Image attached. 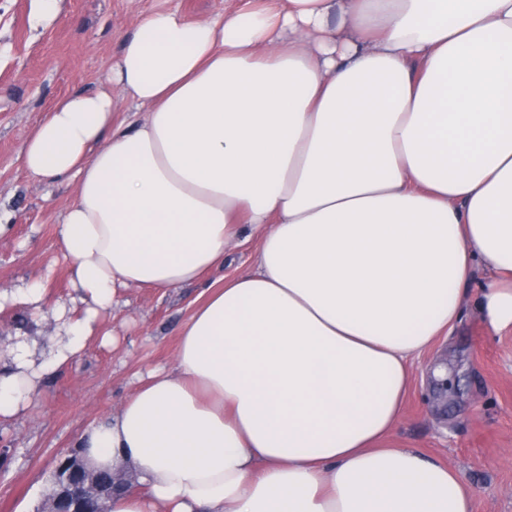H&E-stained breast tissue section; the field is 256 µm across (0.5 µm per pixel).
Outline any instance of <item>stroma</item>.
Wrapping results in <instances>:
<instances>
[{"label": "stroma", "mask_w": 512, "mask_h": 512, "mask_svg": "<svg viewBox=\"0 0 512 512\" xmlns=\"http://www.w3.org/2000/svg\"><path fill=\"white\" fill-rule=\"evenodd\" d=\"M35 8L36 0H0V207L12 224L0 237V290L40 280L53 303L74 294L57 242L59 215L76 184L28 175L21 155L31 129L65 95L104 84L125 37L147 11L170 8L210 19L223 15L224 0H62L61 17L39 30L30 25ZM259 241L254 232L227 244L223 268L203 282L125 291L102 315L99 336L43 383L26 410L0 418V512H39L49 476L74 451L77 435L115 414L139 376L173 367L182 323L206 289L253 268ZM21 333L45 345L55 325L20 304L1 306L0 351ZM436 363L451 376L443 398L430 382ZM391 441L458 470L473 491V512H512V335H490L466 314L415 362Z\"/></svg>", "instance_id": "35a3bbf8"}]
</instances>
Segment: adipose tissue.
I'll list each match as a JSON object with an SVG mask.
<instances>
[{
  "label": "adipose tissue",
  "instance_id": "1",
  "mask_svg": "<svg viewBox=\"0 0 512 512\" xmlns=\"http://www.w3.org/2000/svg\"><path fill=\"white\" fill-rule=\"evenodd\" d=\"M122 97L144 119L116 121ZM22 161L76 182L60 242L79 304L57 306L47 354L14 338L0 417L122 291L200 282L262 234L253 270L182 324L173 368L78 435L112 472L107 512H472L457 470L387 442L414 362L467 308L512 334V0L154 10Z\"/></svg>",
  "mask_w": 512,
  "mask_h": 512
}]
</instances>
